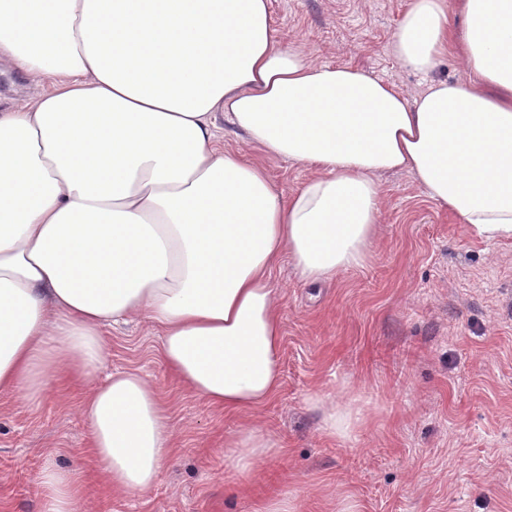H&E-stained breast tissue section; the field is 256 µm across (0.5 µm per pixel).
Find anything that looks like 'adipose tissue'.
<instances>
[{
  "instance_id": "obj_1",
  "label": "adipose tissue",
  "mask_w": 512,
  "mask_h": 512,
  "mask_svg": "<svg viewBox=\"0 0 512 512\" xmlns=\"http://www.w3.org/2000/svg\"><path fill=\"white\" fill-rule=\"evenodd\" d=\"M392 49L425 77L417 96L282 45L270 0H0V55L53 82L0 110V393L34 401L80 380L112 488L154 486L167 408L138 373L96 378L104 328L144 318L186 388L243 415L224 441L236 468L277 455L249 415L281 385L282 260L311 287L367 265L392 171L512 242V0H411ZM450 55L467 82L436 78ZM222 119L260 159L224 149ZM268 159L310 177L282 194ZM310 403L329 438L364 421L355 400ZM38 483L42 512H82L73 472Z\"/></svg>"
}]
</instances>
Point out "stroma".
Here are the masks:
<instances>
[{
    "instance_id": "35a3bbf8",
    "label": "stroma",
    "mask_w": 512,
    "mask_h": 512,
    "mask_svg": "<svg viewBox=\"0 0 512 512\" xmlns=\"http://www.w3.org/2000/svg\"><path fill=\"white\" fill-rule=\"evenodd\" d=\"M284 42L318 63L351 64L409 95L393 35L410 0H270ZM40 91L0 58V108ZM382 234L371 262L309 288L281 263L271 281L283 323L282 385L254 414L282 444L238 472L224 439L241 416L182 388L143 319L104 331L98 372L146 377L168 406L175 448L160 481L117 492L80 415L84 384L47 385L38 402L0 394V512H41L37 477L74 472L83 512H261L273 496L301 512H512V243L489 244L424 195L383 176ZM354 396L367 420L346 441L320 430L311 397Z\"/></svg>"
}]
</instances>
